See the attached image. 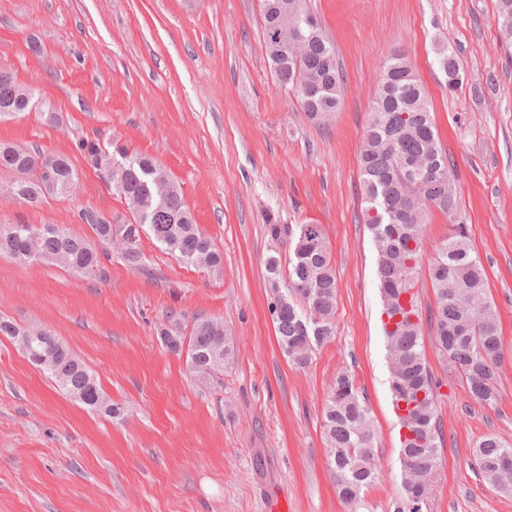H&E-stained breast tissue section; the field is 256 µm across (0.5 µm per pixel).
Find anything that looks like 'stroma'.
<instances>
[{"label": "stroma", "mask_w": 512, "mask_h": 512, "mask_svg": "<svg viewBox=\"0 0 512 512\" xmlns=\"http://www.w3.org/2000/svg\"><path fill=\"white\" fill-rule=\"evenodd\" d=\"M308 5L345 76L323 127L276 84L260 0H0V69L61 117L2 119L0 143L67 155L79 176L73 194L36 208L0 200V224H61L87 237L82 209L126 218L118 191L78 150L83 139L114 141L157 160L223 256L218 270L187 266L145 236L141 269L115 257L92 277L0 257V320L57 336L119 408L110 417L73 400L17 338L0 335V512H394L399 424L358 155L395 50L424 86L454 164L458 218L504 343L490 406L424 347L443 448L423 512H512V495L482 481L472 454L489 434L512 442V45L495 0ZM443 45L464 71L456 93L438 63ZM272 224L289 234L272 239ZM301 224L321 226L338 288L335 336L298 366L276 340L265 261L288 257ZM450 229L431 211L416 269L426 313L436 306L429 264ZM200 316L223 321L232 350L208 380L159 336ZM342 372L374 418L378 478L357 505L336 492L321 427Z\"/></svg>", "instance_id": "1"}]
</instances>
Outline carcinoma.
<instances>
[{
    "mask_svg": "<svg viewBox=\"0 0 512 512\" xmlns=\"http://www.w3.org/2000/svg\"><path fill=\"white\" fill-rule=\"evenodd\" d=\"M263 39L278 83L293 90L300 106L317 123L328 121L339 109L343 74L336 51L308 9L306 0H262ZM494 20L503 39L512 44V0H495ZM448 78V90L463 85L454 50L438 52ZM33 89L0 71V119L36 106ZM79 151L98 170L122 165L116 188L123 196L129 220L91 208L80 213L93 239L72 233L61 224L0 225V255L18 262L52 261L68 271L92 276L101 257L116 252L132 269L143 263L139 248L149 233L169 254L187 265L216 268L223 258L213 241L196 224L179 187L154 159L117 147L109 151L93 140H81ZM17 173L3 198L38 206L50 196L69 194L78 174L63 154L0 145V169ZM50 170L54 180L39 174ZM360 179L367 206L365 223L378 253L377 277L382 300V327L387 340L393 409L400 428L403 493L396 512H422L415 481L439 464L441 432L436 409V384L424 357L422 312L414 292L413 274L424 252V226L429 210L443 214L456 208L457 190L451 163L443 149L426 93L403 54L393 52L383 65L370 119L359 152ZM437 306L430 312L432 341L467 381L472 397L483 405L496 401L495 368L503 341L494 306L487 296L485 269L473 249L464 225L458 224L436 248L429 269ZM336 275L328 243L318 224H302L288 259L286 291L275 298L271 312L283 352L296 364L308 362L313 346L336 331ZM0 333L19 337L26 351L44 359L41 368L68 395L108 415L117 409L104 396L95 375L45 329L19 331L0 321ZM160 335L175 336L195 347L211 341L214 351L200 349L189 362L197 373L214 377L223 370L231 350L218 319L199 317L189 335L177 325ZM322 428L330 447L331 470L339 496L349 502L377 478L372 444V417L365 397L348 374H341L325 403ZM512 460V443L494 434L473 449L474 465L484 481L504 494L512 493V475L501 472V461Z\"/></svg>",
    "mask_w": 512,
    "mask_h": 512,
    "instance_id": "carcinoma-1",
    "label": "carcinoma"
}]
</instances>
